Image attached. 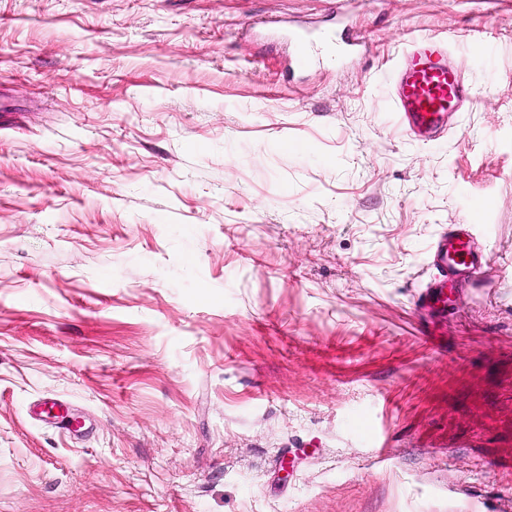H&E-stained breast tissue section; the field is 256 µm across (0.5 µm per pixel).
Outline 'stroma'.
<instances>
[{
	"mask_svg": "<svg viewBox=\"0 0 512 512\" xmlns=\"http://www.w3.org/2000/svg\"><path fill=\"white\" fill-rule=\"evenodd\" d=\"M468 218L491 278L429 320ZM0 512H512V0H0ZM447 55L445 40L421 38L395 73L396 111L406 131L423 141L445 130L448 114L469 93Z\"/></svg>",
	"mask_w": 512,
	"mask_h": 512,
	"instance_id": "stroma-1",
	"label": "stroma"
}]
</instances>
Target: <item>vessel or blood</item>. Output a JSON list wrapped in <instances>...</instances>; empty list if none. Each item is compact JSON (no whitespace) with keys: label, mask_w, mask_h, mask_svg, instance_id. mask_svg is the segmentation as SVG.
Instances as JSON below:
<instances>
[{"label":"vessel or blood","mask_w":512,"mask_h":512,"mask_svg":"<svg viewBox=\"0 0 512 512\" xmlns=\"http://www.w3.org/2000/svg\"><path fill=\"white\" fill-rule=\"evenodd\" d=\"M394 105L407 132L428 140L445 130L450 112L467 96L460 73L448 64L445 40L417 41L394 77ZM470 223L455 224L435 235L429 245L432 274L416 298L430 314L443 311L448 293L484 278L490 266L487 253L477 247Z\"/></svg>","instance_id":"1"}]
</instances>
